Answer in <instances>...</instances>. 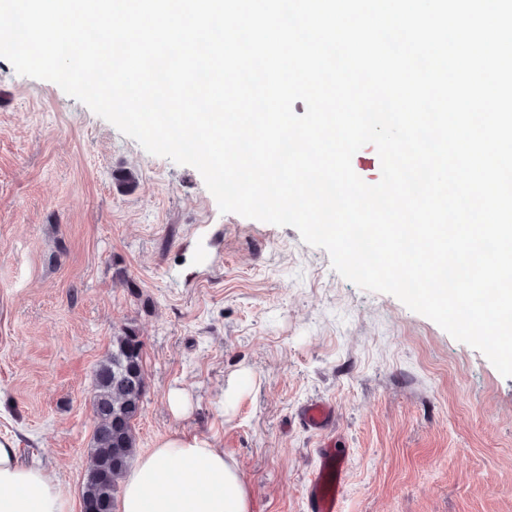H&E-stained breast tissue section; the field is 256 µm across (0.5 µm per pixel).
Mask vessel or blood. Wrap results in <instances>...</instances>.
<instances>
[{
  "mask_svg": "<svg viewBox=\"0 0 512 512\" xmlns=\"http://www.w3.org/2000/svg\"><path fill=\"white\" fill-rule=\"evenodd\" d=\"M293 422L319 437L314 450L317 462L304 489L305 512H341L346 468L345 456L332 434L335 404L324 398L313 399L296 412Z\"/></svg>",
  "mask_w": 512,
  "mask_h": 512,
  "instance_id": "1",
  "label": "vessel or blood"
}]
</instances>
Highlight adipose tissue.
<instances>
[{"label":"adipose tissue","mask_w":512,"mask_h":512,"mask_svg":"<svg viewBox=\"0 0 512 512\" xmlns=\"http://www.w3.org/2000/svg\"><path fill=\"white\" fill-rule=\"evenodd\" d=\"M121 512H251V495L222 450L173 434L142 456L123 479ZM49 470L22 464L0 442V512H70Z\"/></svg>","instance_id":"adipose-tissue-1"}]
</instances>
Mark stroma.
Instances as JSON below:
<instances>
[{
	"label": "stroma",
	"instance_id": "obj_1",
	"mask_svg": "<svg viewBox=\"0 0 512 512\" xmlns=\"http://www.w3.org/2000/svg\"><path fill=\"white\" fill-rule=\"evenodd\" d=\"M128 323L147 372L138 455L176 432L207 440L252 512H303L315 437L290 420L316 397L349 456L342 512H512V377L341 277L295 228L220 212L195 168L0 58V438L73 512L93 371Z\"/></svg>",
	"mask_w": 512,
	"mask_h": 512
}]
</instances>
